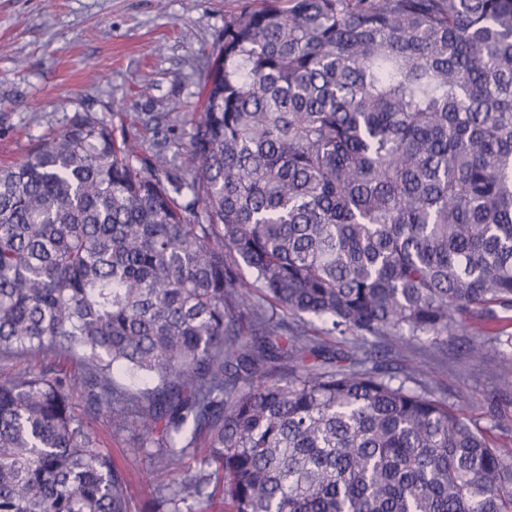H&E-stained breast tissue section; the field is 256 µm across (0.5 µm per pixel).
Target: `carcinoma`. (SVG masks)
<instances>
[{"label": "carcinoma", "mask_w": 512, "mask_h": 512, "mask_svg": "<svg viewBox=\"0 0 512 512\" xmlns=\"http://www.w3.org/2000/svg\"><path fill=\"white\" fill-rule=\"evenodd\" d=\"M221 41L187 173L87 114L0 165V353L41 357L0 512H136L74 389L169 512H512V452L378 360L512 348V0H250ZM89 420L104 448L111 450L114 465L133 475L130 494L137 506L136 510H139L136 512H166L165 506L145 510H141V507L155 498L153 489L168 480L167 473L152 458L135 456L127 450L131 435L126 428H116L112 424V410L91 414Z\"/></svg>", "instance_id": "1"}]
</instances>
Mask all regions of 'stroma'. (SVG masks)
Segmentation results:
<instances>
[{
	"instance_id": "1",
	"label": "stroma",
	"mask_w": 512,
	"mask_h": 512,
	"mask_svg": "<svg viewBox=\"0 0 512 512\" xmlns=\"http://www.w3.org/2000/svg\"><path fill=\"white\" fill-rule=\"evenodd\" d=\"M243 0H0V162L20 159L38 139L89 114L141 143L151 153L154 115L166 117L172 164L186 169L202 86L218 52L226 14ZM404 364L450 404L484 428L487 405L505 384L492 375L497 358L475 359L468 342L449 341L436 354L427 339L408 341ZM114 465L134 477L136 506H152L167 473L152 458L129 452L130 433L111 411L90 416Z\"/></svg>"
}]
</instances>
